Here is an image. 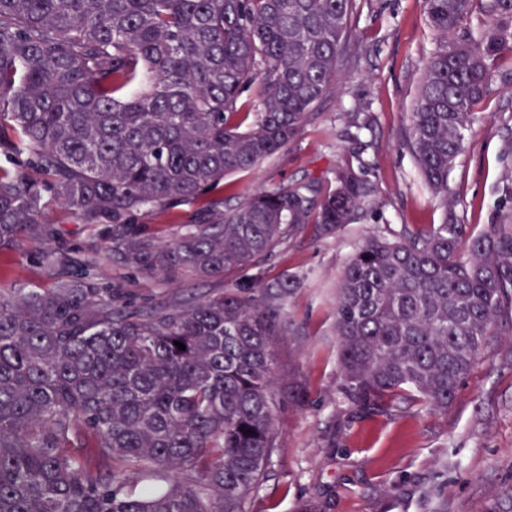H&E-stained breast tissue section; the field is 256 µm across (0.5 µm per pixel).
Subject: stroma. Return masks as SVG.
Listing matches in <instances>:
<instances>
[{"label": "stroma", "instance_id": "1", "mask_svg": "<svg viewBox=\"0 0 512 512\" xmlns=\"http://www.w3.org/2000/svg\"><path fill=\"white\" fill-rule=\"evenodd\" d=\"M354 36L360 62L340 61L334 90L300 136L256 167L230 175L215 199L225 207L262 191L313 177L333 181L337 167L363 155L365 178L377 193L358 220L322 237L304 225L261 263L264 279L294 275L282 334L275 337L277 387L284 397L275 432L280 451L268 478L250 496L251 512H512V338L466 379L447 414L410 400L367 412L341 391L334 301L338 279L367 234L443 221V211L421 179L409 148L410 114L434 47L422 0H358ZM465 132L466 150L448 175L456 214L471 233L504 208V127L512 125V63L502 62L495 90L476 108ZM201 198L160 210L146 209L137 223L154 244L173 242L205 214ZM50 246L84 262L103 260L115 289L136 305L175 298L202 299L233 287L235 276L144 279L105 259L103 224H89L60 202L42 215ZM66 269L44 268L27 242L0 248V284L49 287Z\"/></svg>", "mask_w": 512, "mask_h": 512}]
</instances>
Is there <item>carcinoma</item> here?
Listing matches in <instances>:
<instances>
[{
	"instance_id": "1",
	"label": "carcinoma",
	"mask_w": 512,
	"mask_h": 512,
	"mask_svg": "<svg viewBox=\"0 0 512 512\" xmlns=\"http://www.w3.org/2000/svg\"><path fill=\"white\" fill-rule=\"evenodd\" d=\"M436 46L410 148L447 222L372 235L339 281L335 332L349 401L409 395L446 414L512 336V214L465 236L448 195L464 131L512 60V0H423ZM357 0H0V247L48 267L42 214L89 223L204 197L285 148L356 59ZM478 16L480 33L461 30ZM256 95L257 112L244 111ZM351 165L190 224L159 249L119 223L102 245L144 278L210 280L269 260L304 224L331 236L373 201ZM467 240L466 252L460 243ZM288 275L203 300L131 307L94 262L51 288L0 289V512H251L278 452L273 337ZM180 342V350L174 342Z\"/></svg>"
}]
</instances>
